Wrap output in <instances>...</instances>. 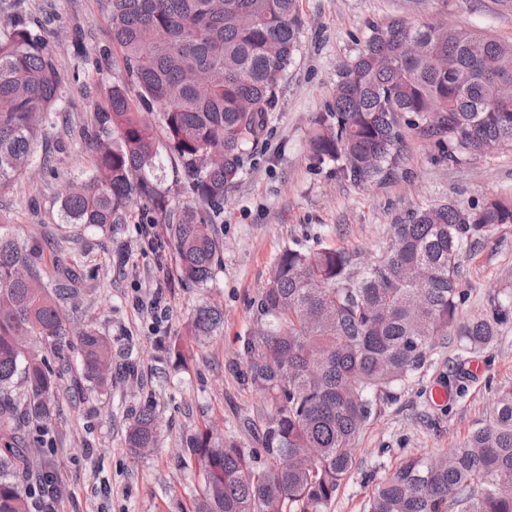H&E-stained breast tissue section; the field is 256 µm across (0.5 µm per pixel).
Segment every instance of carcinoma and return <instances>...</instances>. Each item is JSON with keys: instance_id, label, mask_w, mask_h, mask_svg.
I'll list each match as a JSON object with an SVG mask.
<instances>
[{"instance_id": "obj_1", "label": "carcinoma", "mask_w": 512, "mask_h": 512, "mask_svg": "<svg viewBox=\"0 0 512 512\" xmlns=\"http://www.w3.org/2000/svg\"><path fill=\"white\" fill-rule=\"evenodd\" d=\"M112 41L128 83L114 85L81 136L94 144L91 174L66 185V223L103 229L163 224L178 280L204 286L219 265L213 224L279 102L300 48V0H108ZM62 76L50 40L24 26L0 37V189L30 172L35 144L57 112ZM512 43L462 27H370L337 74L331 109L316 118V161L360 186L395 174L407 131L448 137V160L512 145ZM162 124L157 141L153 118ZM164 146L193 203L172 204ZM512 224V197L462 208L419 207L393 225L390 242L363 271L344 248L282 251L259 300L257 329L243 344L249 379L270 412L261 449L219 447L205 430L189 438L203 476L194 512H327L351 473L373 396L421 368L436 340L487 348L512 309L459 320L465 293L460 257L472 236ZM427 279L410 282L405 270ZM85 271L56 259L48 272L36 239L0 225V512H30L32 492L14 478L30 469L22 428L47 430L57 416V359L76 344L86 381L112 376V345L91 324L70 331L65 303ZM222 312L203 305L185 326L182 355L216 335ZM24 393L12 396L15 379ZM158 417L143 408L126 432L132 450L156 442ZM367 512H512V386L465 445L432 460L411 459L380 481Z\"/></svg>"}]
</instances>
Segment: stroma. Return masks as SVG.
<instances>
[{"instance_id":"stroma-1","label":"stroma","mask_w":512,"mask_h":512,"mask_svg":"<svg viewBox=\"0 0 512 512\" xmlns=\"http://www.w3.org/2000/svg\"><path fill=\"white\" fill-rule=\"evenodd\" d=\"M301 8V47L280 86L277 109L216 219L222 261L207 285L185 288L164 225L83 230L61 217L66 182L89 174L94 157L74 129L125 79L104 0H0V28L23 23L49 37L66 76L61 110L37 146L55 173L27 174L0 190V224L20 238H50L92 267L88 289L67 309L78 323L99 328L114 350L112 382L102 387L78 380L79 353L70 351L69 366L56 375L59 414L52 429L43 436L24 431L36 468L46 467L58 482L57 512H193L203 482L187 446L190 436L206 429L214 439L258 447L269 407L246 376L243 343L284 249L343 247L364 266L413 209L444 202L468 207L512 194L508 146L451 162L447 140L414 130L397 177L365 187L318 165L310 149L312 122L326 111L338 69L356 53L369 24L400 16L511 42L512 0H301ZM77 30L95 65L76 80L71 41ZM460 287L464 320L512 303V224L493 226L468 247ZM205 304L223 312L221 332L183 359L170 358L169 342ZM510 385L512 321L476 353L453 339L437 345L419 371L376 399L353 469L329 512H365L377 483L402 461L462 446L488 421L496 393ZM440 386L449 392L443 403L432 397ZM147 403L158 415L160 435L156 447L135 454L125 446V431Z\"/></svg>"}]
</instances>
